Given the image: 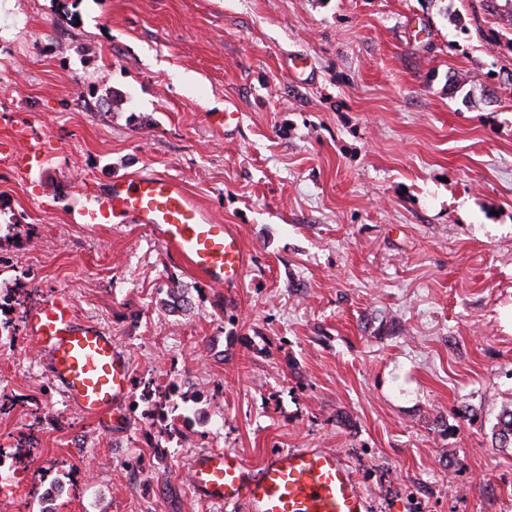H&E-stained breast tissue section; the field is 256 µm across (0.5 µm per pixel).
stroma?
I'll list each match as a JSON object with an SVG mask.
<instances>
[{"label":"stroma","instance_id":"35a3bbf8","mask_svg":"<svg viewBox=\"0 0 512 512\" xmlns=\"http://www.w3.org/2000/svg\"><path fill=\"white\" fill-rule=\"evenodd\" d=\"M471 8L0 0V139L45 153L24 181L0 155V306L65 292L135 382L113 419L85 418L26 335L0 338V512L51 488L56 512H226L191 457L282 448L336 449L372 512H512L493 435L512 410V0ZM228 98L229 136L209 118ZM152 172L238 227L235 293L139 225L84 222L94 191ZM148 379L177 385L151 417Z\"/></svg>","mask_w":512,"mask_h":512}]
</instances>
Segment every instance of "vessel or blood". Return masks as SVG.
I'll return each instance as SVG.
<instances>
[{"mask_svg":"<svg viewBox=\"0 0 512 512\" xmlns=\"http://www.w3.org/2000/svg\"><path fill=\"white\" fill-rule=\"evenodd\" d=\"M18 180L43 158L40 141L1 140ZM101 210L142 225L157 243L213 285L240 287L249 255L236 227L214 216L176 179L162 174L116 177L102 192ZM25 332L44 375L81 415H116L132 387L129 357L104 328L74 314L71 298L51 293L25 315ZM196 493L236 512H369L356 475L331 448H283L260 464L239 454L203 451L189 463Z\"/></svg>","mask_w":512,"mask_h":512,"instance_id":"1","label":"vessel or blood"}]
</instances>
